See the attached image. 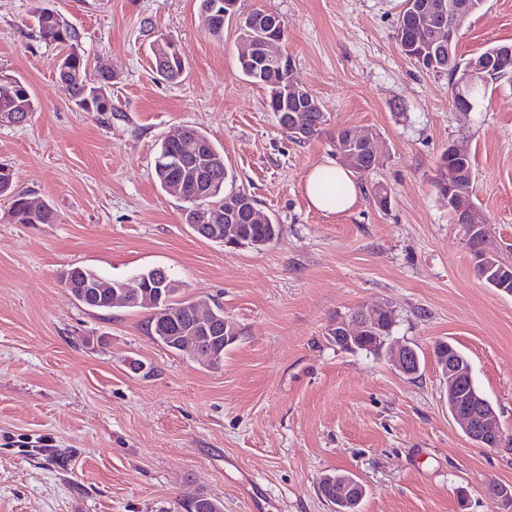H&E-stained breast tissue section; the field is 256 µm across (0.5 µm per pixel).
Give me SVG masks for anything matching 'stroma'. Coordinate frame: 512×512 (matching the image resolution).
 Segmentation results:
<instances>
[{
  "label": "stroma",
  "mask_w": 512,
  "mask_h": 512,
  "mask_svg": "<svg viewBox=\"0 0 512 512\" xmlns=\"http://www.w3.org/2000/svg\"><path fill=\"white\" fill-rule=\"evenodd\" d=\"M402 7L240 0V13L283 19L276 49L328 116L300 144L238 71L234 21L212 37L199 0H0V71L35 101L25 124L0 125V164L58 214L18 224L0 196V512H186L201 494L224 512H334L318 482L335 471L364 485L359 512H494L489 484L512 487V295L478 277L437 179L449 144L468 151L488 245L512 263V81L455 111L447 75L402 54ZM41 9L76 29L89 77L111 74L112 111H82L60 90L59 50L33 27ZM161 35L188 55L179 82L154 71ZM510 43L512 0H486L456 52ZM185 126L223 148L233 189L277 220V242L231 248L184 223L153 167ZM343 128L373 129L380 164L357 178L351 210H311L302 180L335 162ZM73 267L127 281L165 268L178 299L222 306L239 336L206 366L150 336L148 310L76 301L62 281ZM366 305L393 310L418 375L336 346L337 317ZM439 340L467 355L507 443L478 447L453 420Z\"/></svg>",
  "instance_id": "stroma-1"
}]
</instances>
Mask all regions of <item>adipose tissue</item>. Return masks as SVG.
Returning <instances> with one entry per match:
<instances>
[{"instance_id":"1","label":"adipose tissue","mask_w":512,"mask_h":512,"mask_svg":"<svg viewBox=\"0 0 512 512\" xmlns=\"http://www.w3.org/2000/svg\"><path fill=\"white\" fill-rule=\"evenodd\" d=\"M303 192L310 208L328 213L347 211L359 198V189L350 172L327 164L315 165L308 171Z\"/></svg>"}]
</instances>
